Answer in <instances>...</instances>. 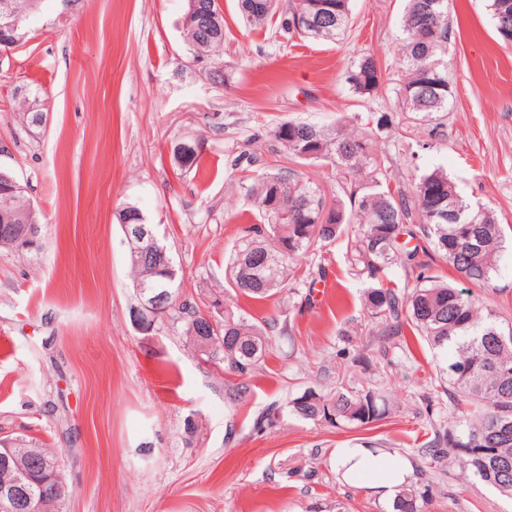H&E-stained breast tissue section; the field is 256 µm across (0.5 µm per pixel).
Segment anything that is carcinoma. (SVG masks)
<instances>
[{
  "mask_svg": "<svg viewBox=\"0 0 512 512\" xmlns=\"http://www.w3.org/2000/svg\"><path fill=\"white\" fill-rule=\"evenodd\" d=\"M11 21L22 28L40 0H8ZM253 0H240L242 16L261 25L281 14L283 35L334 40L349 24V0H334L329 17L316 15L319 0H265L255 11ZM500 40L512 43V0H490ZM406 76L397 95L402 109L415 119L432 121L448 109L451 83L445 51L451 39L448 0H407L402 18ZM193 56L219 59L224 53V25L183 24ZM347 82L359 97H372L384 85L383 71L370 56L348 72ZM399 124L390 111L370 112V135L349 133L295 120L278 124L270 136L284 153L299 161H327L336 168V197L292 170L265 173L241 183L258 209L262 223L246 230L242 243L225 268V278L238 293L263 300L281 296L292 279V264L316 242L345 238L344 262L353 276L367 284L364 308L370 319L405 335L421 336L441 358L453 411L448 427L435 430L433 457L452 456L475 479L512 497V327L481 309L470 292L430 273L424 261L436 254L459 277L476 288L491 285L505 251L500 225L487 208L479 209L456 190L440 169L422 173L410 188L392 184L387 158L372 148V137ZM198 159L197 145L174 146L173 160L190 169ZM10 206L18 220L33 224L24 191L13 192ZM417 244L405 247L403 237ZM133 283L148 280L170 292L167 320L180 325L185 344L201 359L224 365L232 375L251 376L269 350L268 331L276 320L259 324L242 316L224 299L222 289L200 290L203 306L178 301L174 264L141 260L128 251ZM416 273L409 279L410 273ZM212 323H207L204 314ZM389 399L368 388L342 386L330 394L313 389L292 399L291 412L304 420L335 427L370 430L387 418ZM36 452L52 462L51 474L63 473L61 453L23 438L0 441V466L15 447ZM432 487L404 485L392 501V512H423Z\"/></svg>",
  "mask_w": 512,
  "mask_h": 512,
  "instance_id": "1",
  "label": "carcinoma"
}]
</instances>
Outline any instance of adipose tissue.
<instances>
[{
	"instance_id": "adipose-tissue-1",
	"label": "adipose tissue",
	"mask_w": 512,
	"mask_h": 512,
	"mask_svg": "<svg viewBox=\"0 0 512 512\" xmlns=\"http://www.w3.org/2000/svg\"><path fill=\"white\" fill-rule=\"evenodd\" d=\"M336 467L356 472L360 486L387 497H395L401 486L410 483L409 465L392 461L383 453L362 446L336 451Z\"/></svg>"
}]
</instances>
